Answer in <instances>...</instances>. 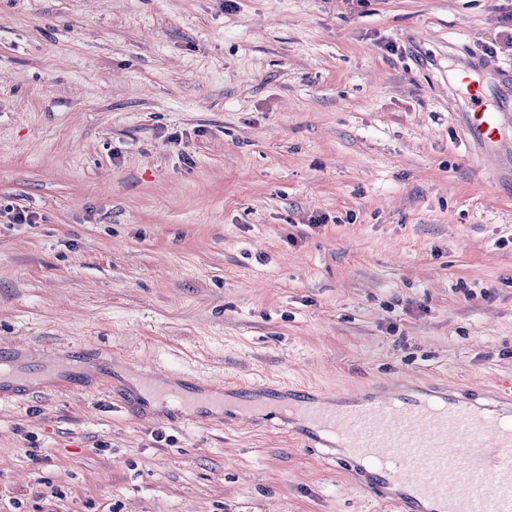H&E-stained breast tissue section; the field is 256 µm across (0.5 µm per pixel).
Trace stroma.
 <instances>
[{
  "label": "stroma",
  "mask_w": 512,
  "mask_h": 512,
  "mask_svg": "<svg viewBox=\"0 0 512 512\" xmlns=\"http://www.w3.org/2000/svg\"><path fill=\"white\" fill-rule=\"evenodd\" d=\"M512 0H0V348L53 351L0 401V512H380L287 414L192 422L188 393L329 399L512 381ZM466 97L467 112H465V125L467 134L473 141L483 144L491 152L498 154L508 153L510 143L501 139V112L488 107L485 98L486 90L479 86L469 84Z\"/></svg>",
  "instance_id": "stroma-1"
}]
</instances>
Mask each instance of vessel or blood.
I'll list each match as a JSON object with an SVG mask.
<instances>
[{"mask_svg": "<svg viewBox=\"0 0 512 512\" xmlns=\"http://www.w3.org/2000/svg\"><path fill=\"white\" fill-rule=\"evenodd\" d=\"M486 90L466 97L465 125L473 141L492 152L512 151L500 137L501 115L485 103ZM302 422L362 462L384 487L391 512H417L421 502L446 512H512V413L475 408L454 394L390 392L374 404L328 410L299 397Z\"/></svg>", "mask_w": 512, "mask_h": 512, "instance_id": "vessel-or-blood-1", "label": "vessel or blood"}]
</instances>
